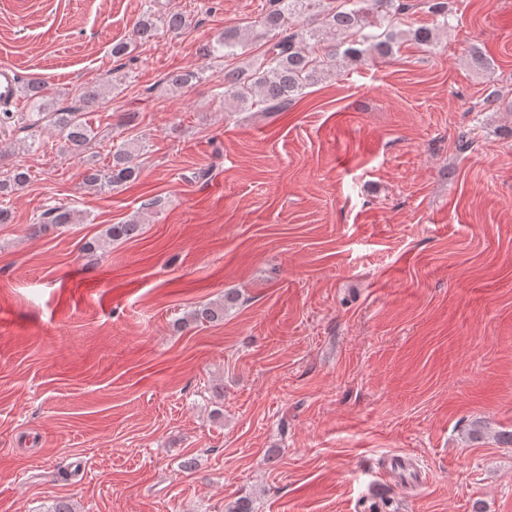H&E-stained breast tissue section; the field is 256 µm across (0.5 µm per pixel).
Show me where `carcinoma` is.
I'll return each instance as SVG.
<instances>
[{
	"instance_id": "obj_1",
	"label": "carcinoma",
	"mask_w": 512,
	"mask_h": 512,
	"mask_svg": "<svg viewBox=\"0 0 512 512\" xmlns=\"http://www.w3.org/2000/svg\"><path fill=\"white\" fill-rule=\"evenodd\" d=\"M270 7L261 21L256 37L263 40V51L242 66L224 70V100L237 105L240 112L278 114L288 111L309 86L336 73L343 62L373 64L396 55L395 47L404 41L429 47L436 42V28L419 27L398 30L399 16L409 5L404 0H269ZM172 34L185 26L184 17L171 13L156 21L147 11L134 29L139 40L154 38L159 26ZM381 32L375 33L373 29ZM242 45L241 33L226 29L214 43L203 48L204 55L237 56ZM201 79L198 71H178L167 74L170 88L184 90ZM24 98L29 107L31 127L46 125L54 129L74 151L82 150L94 137L91 125L83 120V111L100 103L96 87H86L78 100L82 106L66 112L52 110L46 105V86L39 78L28 81ZM136 146L127 142L112 146V160L103 167L93 166L84 174V185L90 190H111L137 180L139 170L133 163ZM30 173L22 167L13 168L0 179V196L29 180ZM78 223V212L62 205H50L33 225L36 232L49 225ZM140 224H113L106 232L108 240H127L139 233ZM238 296L205 303L192 310L184 324L215 323L237 304Z\"/></svg>"
}]
</instances>
